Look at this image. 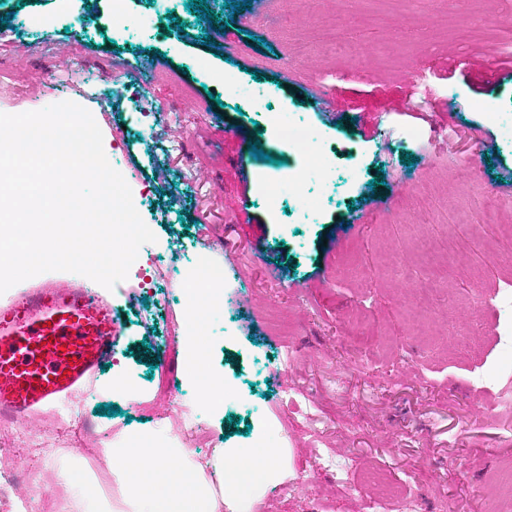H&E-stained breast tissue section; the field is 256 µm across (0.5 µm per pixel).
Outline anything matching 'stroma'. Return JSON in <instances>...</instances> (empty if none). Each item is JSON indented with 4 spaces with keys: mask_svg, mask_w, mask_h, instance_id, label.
Segmentation results:
<instances>
[{
    "mask_svg": "<svg viewBox=\"0 0 512 512\" xmlns=\"http://www.w3.org/2000/svg\"><path fill=\"white\" fill-rule=\"evenodd\" d=\"M186 3L132 0L144 24L129 30L113 21L110 0H0V113L65 100L87 108L156 236L142 258L182 269L204 254L223 264V299L203 323V345L209 369L234 388L221 411L198 404L186 316L168 284L144 289L130 275L109 290L64 271L16 284L0 306L30 287H90L120 329L92 387L0 420V467L15 479L0 512L28 505L36 487L51 496L70 462L111 505L106 451L122 433L182 435L204 464L218 449L250 446L246 426L265 421L283 469L252 512H366L354 488L370 466L406 493L438 488L418 512H480L490 475L512 459V404L499 395L512 388V343L500 337L512 324L501 297L512 252L489 251L498 230L479 224L489 206L512 222V194L502 191L512 185V75L481 79L512 59L495 34L512 0H270L259 25L207 0L228 23L222 33ZM386 15L401 26L378 25ZM335 22L369 54L328 52ZM283 67L294 75L285 87L276 82ZM87 80L134 98H88ZM271 110L307 123L328 152L330 177L306 188L314 209L288 192L275 204L264 196L306 163L269 132ZM118 131L132 149H115ZM255 141L264 159L238 165ZM425 234L453 249L456 306L418 327L404 306L439 286L405 266ZM463 331L469 347L454 348ZM118 371L138 397L113 394ZM198 427L208 433L201 443L190 437ZM317 448L348 467L314 473Z\"/></svg>",
    "mask_w": 512,
    "mask_h": 512,
    "instance_id": "35a3bbf8",
    "label": "stroma"
}]
</instances>
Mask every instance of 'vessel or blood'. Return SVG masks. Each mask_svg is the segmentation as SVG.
I'll return each instance as SVG.
<instances>
[{"instance_id": "b4317fda", "label": "vessel or blood", "mask_w": 512, "mask_h": 512, "mask_svg": "<svg viewBox=\"0 0 512 512\" xmlns=\"http://www.w3.org/2000/svg\"><path fill=\"white\" fill-rule=\"evenodd\" d=\"M117 325L86 289L26 292L21 311L0 313V418L62 401L111 355Z\"/></svg>"}]
</instances>
